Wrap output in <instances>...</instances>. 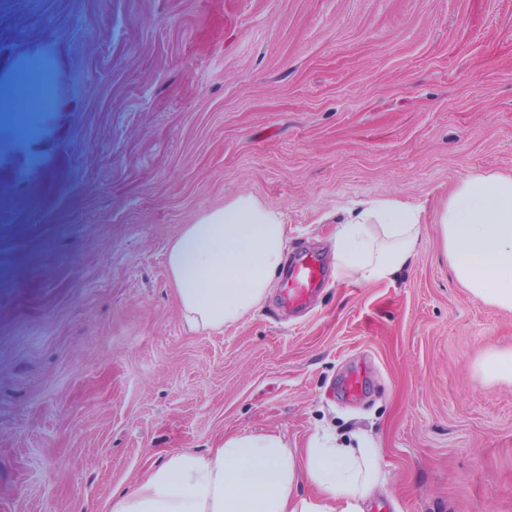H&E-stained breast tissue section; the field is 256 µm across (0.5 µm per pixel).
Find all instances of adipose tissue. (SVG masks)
I'll return each mask as SVG.
<instances>
[{"mask_svg":"<svg viewBox=\"0 0 512 512\" xmlns=\"http://www.w3.org/2000/svg\"><path fill=\"white\" fill-rule=\"evenodd\" d=\"M420 205L360 204L333 239L341 282L394 281L417 247ZM457 280L486 304L512 311V175L472 173L437 215ZM282 213L242 196L186 225L167 254L170 283L194 329L223 330L265 299L282 269ZM309 493H300L301 484ZM387 484L375 439L356 430L313 433L303 446L278 433L238 432L203 453L168 455L111 512H366Z\"/></svg>","mask_w":512,"mask_h":512,"instance_id":"1","label":"adipose tissue"}]
</instances>
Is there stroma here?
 Returning a JSON list of instances; mask_svg holds the SVG:
<instances>
[{"mask_svg":"<svg viewBox=\"0 0 512 512\" xmlns=\"http://www.w3.org/2000/svg\"><path fill=\"white\" fill-rule=\"evenodd\" d=\"M0 512H110L231 432L369 431L367 512H512V311L452 275L460 180L512 173V0H0ZM250 195L325 268L221 332L185 325L167 250ZM422 204L395 281H337L336 217ZM365 369L363 392H343ZM482 368L489 378L512 383V350L489 354Z\"/></svg>","mask_w":512,"mask_h":512,"instance_id":"obj_1","label":"stroma"}]
</instances>
